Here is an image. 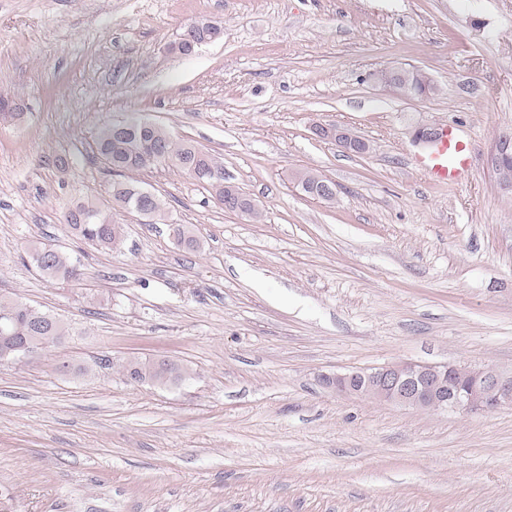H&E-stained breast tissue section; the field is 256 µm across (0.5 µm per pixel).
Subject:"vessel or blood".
I'll use <instances>...</instances> for the list:
<instances>
[{
  "mask_svg": "<svg viewBox=\"0 0 512 512\" xmlns=\"http://www.w3.org/2000/svg\"><path fill=\"white\" fill-rule=\"evenodd\" d=\"M472 146L457 127L442 126L432 149L416 155L414 164L435 185L459 184L472 168Z\"/></svg>",
  "mask_w": 512,
  "mask_h": 512,
  "instance_id": "obj_1",
  "label": "vessel or blood"
}]
</instances>
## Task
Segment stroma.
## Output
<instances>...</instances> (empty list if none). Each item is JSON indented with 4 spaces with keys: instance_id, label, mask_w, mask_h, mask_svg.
<instances>
[{
    "instance_id": "35a3bbf8",
    "label": "stroma",
    "mask_w": 512,
    "mask_h": 512,
    "mask_svg": "<svg viewBox=\"0 0 512 512\" xmlns=\"http://www.w3.org/2000/svg\"><path fill=\"white\" fill-rule=\"evenodd\" d=\"M200 16L223 40L168 52ZM387 67L439 91L395 96L371 79ZM0 98L20 106L0 125V295L68 330L0 364V512H512V407L406 409L321 381L394 362L512 373V197L487 165L512 133V0H0ZM128 115L222 159L260 221L160 166L134 178L172 224L118 209L120 249L75 236L66 209L109 203L93 139ZM450 122L473 168L435 186L413 134ZM300 169L336 199L304 196ZM38 241L82 279L41 276ZM134 356L191 377L130 384ZM314 134L321 139L334 141L345 150L355 154H366L371 149L369 143L344 127L317 125L314 128Z\"/></svg>"
}]
</instances>
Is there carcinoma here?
Wrapping results in <instances>:
<instances>
[{"label":"carcinoma","instance_id":"carcinoma-1","mask_svg":"<svg viewBox=\"0 0 512 512\" xmlns=\"http://www.w3.org/2000/svg\"><path fill=\"white\" fill-rule=\"evenodd\" d=\"M407 80L413 90L433 95L436 86L428 75L419 69L407 70ZM158 144L166 152L168 161L165 166L177 169L194 181L203 185L217 200L230 211L242 210L252 219L258 218L255 205L243 193L233 195V184L224 178V163L211 153L190 142L176 140L162 125H154L144 137L132 135L118 142L112 141V125H103L94 138L92 151L99 157L109 155L119 161L112 169V207L145 214L151 224H165L169 221V211L163 199L155 193L142 195L129 174L143 169L159 166L153 151L145 148L143 141ZM64 223L89 243L109 249H117L123 243L122 225L112 218L111 207L104 208L92 201L80 202L67 209L63 215ZM40 257L33 259L36 268L49 279L71 280L82 276V271L69 254L58 246L37 242L34 244ZM8 324L9 334L15 341L31 336H43L48 343L56 344L66 335L65 326L55 317L33 309L22 302L0 296V326ZM123 371L129 370L160 387L185 381L188 370L178 364L176 375L167 381L157 371L150 359L132 357L122 365Z\"/></svg>","mask_w":512,"mask_h":512}]
</instances>
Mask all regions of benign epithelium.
I'll use <instances>...</instances> for the list:
<instances>
[{
	"mask_svg": "<svg viewBox=\"0 0 512 512\" xmlns=\"http://www.w3.org/2000/svg\"><path fill=\"white\" fill-rule=\"evenodd\" d=\"M222 37V28L216 24L211 33L201 40L191 31L185 32L181 40L192 51L203 43L214 42ZM314 134L321 139L334 141L355 154L370 151L369 143L344 127L317 125ZM511 156L512 134L505 133L494 144L490 165L495 169ZM45 346V339L36 336L21 347H4L0 355L5 358L16 354L23 356ZM323 381L340 393L409 409L469 414L494 413L512 407V377L495 369L486 375L474 376L470 382H464L455 364L398 362L326 375Z\"/></svg>",
	"mask_w": 512,
	"mask_h": 512,
	"instance_id": "benign-epithelium-1",
	"label": "benign epithelium"
}]
</instances>
